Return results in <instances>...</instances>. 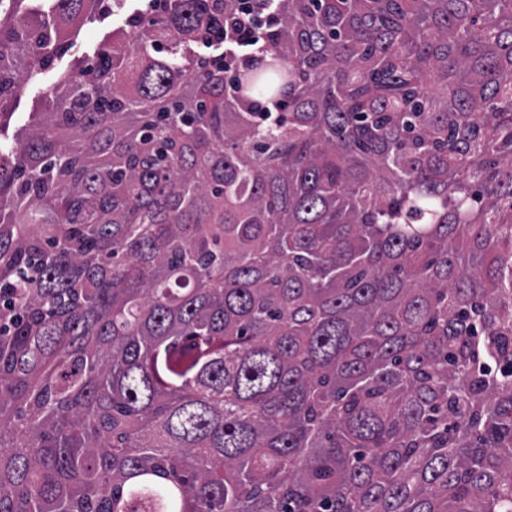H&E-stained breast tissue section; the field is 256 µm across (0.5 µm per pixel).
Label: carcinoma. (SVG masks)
Masks as SVG:
<instances>
[{
  "label": "carcinoma",
  "instance_id": "1",
  "mask_svg": "<svg viewBox=\"0 0 512 512\" xmlns=\"http://www.w3.org/2000/svg\"><path fill=\"white\" fill-rule=\"evenodd\" d=\"M13 2L0 512H512V0ZM121 2L125 5L122 11L113 12L109 16L102 15L96 21L84 25L81 35L73 44L69 54L62 59L55 60L34 83L29 84L26 92L13 102L11 112H15L13 120L17 125H23L27 121L29 112H38L41 109L40 99L46 89L56 82L59 71L66 69L74 57H92L104 35L112 30V26L121 24L130 11L144 3L140 0H123Z\"/></svg>",
  "mask_w": 512,
  "mask_h": 512
}]
</instances>
